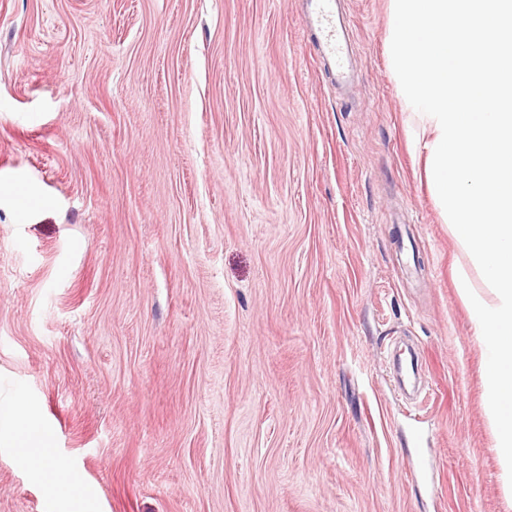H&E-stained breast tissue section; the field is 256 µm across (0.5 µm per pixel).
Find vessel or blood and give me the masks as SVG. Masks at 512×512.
Instances as JSON below:
<instances>
[{
	"label": "vessel or blood",
	"mask_w": 512,
	"mask_h": 512,
	"mask_svg": "<svg viewBox=\"0 0 512 512\" xmlns=\"http://www.w3.org/2000/svg\"><path fill=\"white\" fill-rule=\"evenodd\" d=\"M341 0H299L300 11L319 62L336 85L352 77L348 30L350 19L340 10Z\"/></svg>",
	"instance_id": "obj_1"
}]
</instances>
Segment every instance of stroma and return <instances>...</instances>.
I'll list each match as a JSON object with an SVG mask.
<instances>
[{
  "label": "stroma",
  "mask_w": 512,
  "mask_h": 512,
  "mask_svg": "<svg viewBox=\"0 0 512 512\" xmlns=\"http://www.w3.org/2000/svg\"><path fill=\"white\" fill-rule=\"evenodd\" d=\"M343 5L347 90L295 0H0V400L82 512H512L390 0ZM0 512H65L3 443ZM14 438L24 448L26 459L34 471L51 482L53 495L62 502L82 501L76 483L67 472V464L47 452L48 438L41 425L30 417L20 404L0 401V438Z\"/></svg>",
  "instance_id": "1"
}]
</instances>
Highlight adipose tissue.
<instances>
[{
    "instance_id": "obj_1",
    "label": "adipose tissue",
    "mask_w": 512,
    "mask_h": 512,
    "mask_svg": "<svg viewBox=\"0 0 512 512\" xmlns=\"http://www.w3.org/2000/svg\"><path fill=\"white\" fill-rule=\"evenodd\" d=\"M20 442L34 471L51 482L53 495L63 502L81 500L76 483L67 472L66 463L47 451L48 438L41 425L30 417L19 401H0V435Z\"/></svg>"
}]
</instances>
